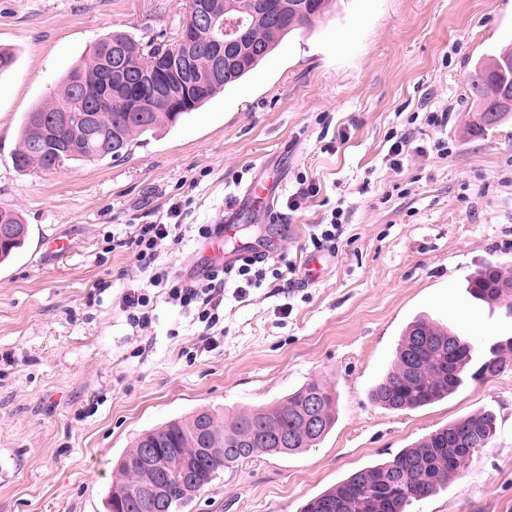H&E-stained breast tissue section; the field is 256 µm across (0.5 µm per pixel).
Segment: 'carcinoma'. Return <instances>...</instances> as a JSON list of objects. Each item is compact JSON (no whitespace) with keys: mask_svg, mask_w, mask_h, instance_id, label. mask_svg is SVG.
<instances>
[{"mask_svg":"<svg viewBox=\"0 0 512 512\" xmlns=\"http://www.w3.org/2000/svg\"><path fill=\"white\" fill-rule=\"evenodd\" d=\"M292 8L273 16L259 12L240 61L224 78L208 79L212 67L211 37L196 38L193 55L201 88L181 94L183 109L173 111L170 99L144 89L149 108L136 112L135 102L120 77L122 65L149 67L159 55L179 57V40L145 51L135 36L111 32L93 46L87 62L69 70L54 100L25 113L12 162L19 170L52 173L72 162L120 161L131 154L137 137L173 126L198 110L227 86L251 72L290 33L322 16L328 0H288ZM112 76V96L98 94L102 80ZM83 77L84 83L77 82ZM476 112L469 131L480 135L512 117V105L500 102L512 89V49L477 63L468 79ZM96 120L89 123L91 107ZM65 123L58 121L61 111ZM29 228L12 210H0V263L11 259L27 240ZM467 292L487 304L512 310V272L487 263L467 278ZM512 358V342L499 345L470 374V343L448 326L416 319L405 329L394 360L370 391L383 409L400 411L424 407L456 393L468 378L500 373ZM336 420V395L312 379L293 389L269 408L221 412L201 408L139 434L116 463L105 505L106 512H154L146 490L167 489V512H179L226 471L262 454L288 455L318 444ZM496 435L495 417L487 411L468 415L404 448L392 458L366 466L333 487L308 499L300 512H406L414 501L433 495L459 478L470 460L468 450L487 447ZM154 443L158 464L139 463L141 448Z\"/></svg>","mask_w":512,"mask_h":512,"instance_id":"1","label":"carcinoma"}]
</instances>
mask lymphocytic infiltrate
<instances>
[{
  "instance_id": "lymphocytic-infiltrate-1",
  "label": "lymphocytic infiltrate",
  "mask_w": 512,
  "mask_h": 512,
  "mask_svg": "<svg viewBox=\"0 0 512 512\" xmlns=\"http://www.w3.org/2000/svg\"><path fill=\"white\" fill-rule=\"evenodd\" d=\"M181 210V203H174L168 209L171 223L138 224L131 236L113 240V247L132 250L141 269L149 273L146 287L123 295L121 308L128 324L135 331H142L153 319L154 304L150 291L160 289L168 304L192 314L195 322L203 324L202 347L212 350L218 344L213 330L224 320L220 308L224 304L225 292H233L237 297L245 296L248 289L284 280L286 275L294 273L295 267L290 263H271L246 256L229 266L214 261L202 269L172 275L168 269L157 266L156 261L161 251L174 254L181 250L185 233L176 222Z\"/></svg>"
}]
</instances>
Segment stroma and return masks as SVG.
Instances as JSON below:
<instances>
[{
	"mask_svg": "<svg viewBox=\"0 0 512 512\" xmlns=\"http://www.w3.org/2000/svg\"><path fill=\"white\" fill-rule=\"evenodd\" d=\"M185 13L186 0H0V47L19 57L0 78V209L30 226L22 254L0 267V512H104L112 466L136 434L203 406H267L310 378L336 389L332 431L301 453L244 461L184 512H298L479 410L496 418L493 441L409 512H512V363L424 408L369 399L414 319L457 330L478 358L512 340V313L466 290L486 262L512 268V120L469 135L467 90L480 58L512 47V0H331L323 19L127 159L14 169L21 115L50 101L99 38L125 31L155 46L176 38ZM442 109L443 128L411 119ZM406 126L415 148L394 171L386 138ZM262 169L284 190L304 174L321 191L248 236L301 263L342 200L351 216L334 264L307 287L226 299L215 350H199L198 326L162 300L134 335L119 302L147 276L109 236L186 198L184 223H223ZM55 236L68 254H48Z\"/></svg>",
	"mask_w": 512,
	"mask_h": 512,
	"instance_id": "obj_1",
	"label": "stroma"
}]
</instances>
